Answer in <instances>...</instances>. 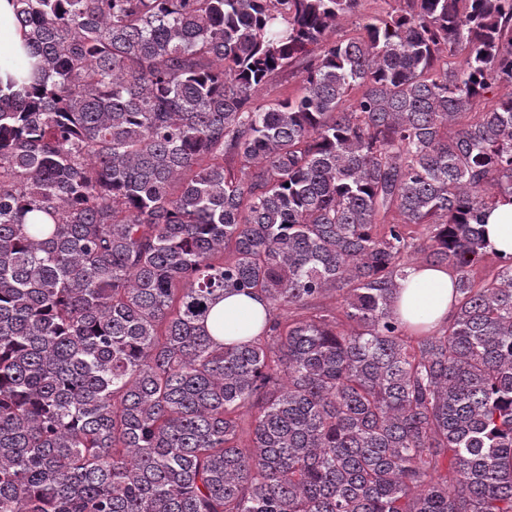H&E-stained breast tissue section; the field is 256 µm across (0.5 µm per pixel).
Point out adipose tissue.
Listing matches in <instances>:
<instances>
[{"label":"adipose tissue","mask_w":512,"mask_h":512,"mask_svg":"<svg viewBox=\"0 0 512 512\" xmlns=\"http://www.w3.org/2000/svg\"><path fill=\"white\" fill-rule=\"evenodd\" d=\"M26 51L15 20L13 0H0V77L22 76ZM484 239L488 251L512 254V194L498 196L485 212ZM223 313L225 341H247L262 329L266 301L261 295L228 294L216 306ZM454 312L452 275L445 268H407L396 301L398 317L411 326L432 331Z\"/></svg>","instance_id":"1"}]
</instances>
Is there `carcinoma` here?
Listing matches in <instances>:
<instances>
[{"instance_id":"cac0c4a2","label":"carcinoma","mask_w":512,"mask_h":512,"mask_svg":"<svg viewBox=\"0 0 512 512\" xmlns=\"http://www.w3.org/2000/svg\"><path fill=\"white\" fill-rule=\"evenodd\" d=\"M14 2L0 512H512V255L474 276L512 0H387L338 41L361 0ZM415 264L454 277L433 332L394 312ZM229 293L268 303L247 342ZM300 80L298 77L286 76L277 78L271 85L267 86L261 92V100H272L277 97L293 96L300 91ZM215 310L224 314V341H248L262 329L266 317V301L259 295L227 294ZM251 316L249 328L238 330ZM231 324L236 325L233 329ZM226 325L229 327L226 328Z\"/></svg>"}]
</instances>
